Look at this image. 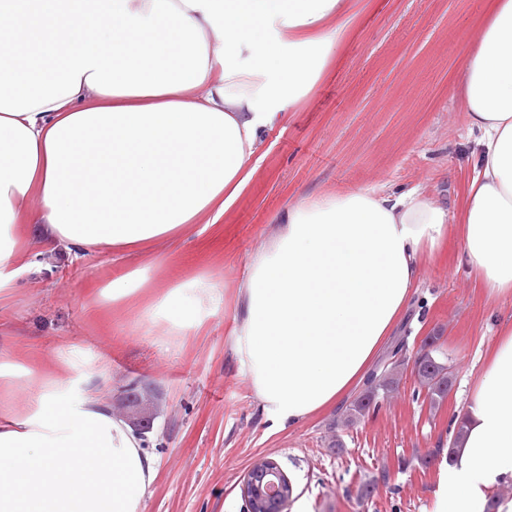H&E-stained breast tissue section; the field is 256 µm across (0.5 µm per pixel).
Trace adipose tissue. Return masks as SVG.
I'll list each match as a JSON object with an SVG mask.
<instances>
[{"label":"adipose tissue","instance_id":"1","mask_svg":"<svg viewBox=\"0 0 512 512\" xmlns=\"http://www.w3.org/2000/svg\"><path fill=\"white\" fill-rule=\"evenodd\" d=\"M353 0H8L0 6V300L44 252L134 262L91 299L139 298L137 325L186 336L222 308L203 274L164 293L142 256L219 224L268 132L341 46ZM477 163L464 201L358 190L299 198L232 306L236 363L271 425L360 385L425 258L458 226L489 298L512 299V0H495L463 72ZM38 210H30V199ZM106 358L28 364L0 342V512H141L157 458L112 410ZM436 512H486L512 481V322L455 413Z\"/></svg>","mask_w":512,"mask_h":512}]
</instances>
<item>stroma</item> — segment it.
Here are the masks:
<instances>
[{
    "label": "stroma",
    "mask_w": 512,
    "mask_h": 512,
    "mask_svg": "<svg viewBox=\"0 0 512 512\" xmlns=\"http://www.w3.org/2000/svg\"><path fill=\"white\" fill-rule=\"evenodd\" d=\"M492 0H356L347 42L309 97L272 129L255 172L218 230L190 231L175 252L151 259L155 286L204 273L232 296L251 255L272 236L275 217L300 196L417 186L462 200L472 175L462 74L473 34ZM129 260L108 254L37 257L11 299L0 303V334L18 355L78 348L112 363L113 410L132 419L122 389L150 399L146 448L158 476L142 512H243L241 486L253 463L277 460L293 485L287 512H435L439 469L424 449L446 447L452 414L472 375L512 320V301L488 299L451 236L448 255L424 263L394 329L404 341L399 384L374 412L343 426L342 408L276 431L239 371L224 306L194 336L173 338L134 324L131 305L92 317L88 293L123 275ZM438 337L455 371L444 404L430 411L415 391L411 360ZM371 485L370 497L360 495Z\"/></svg>",
    "instance_id": "35a3bbf8"
}]
</instances>
